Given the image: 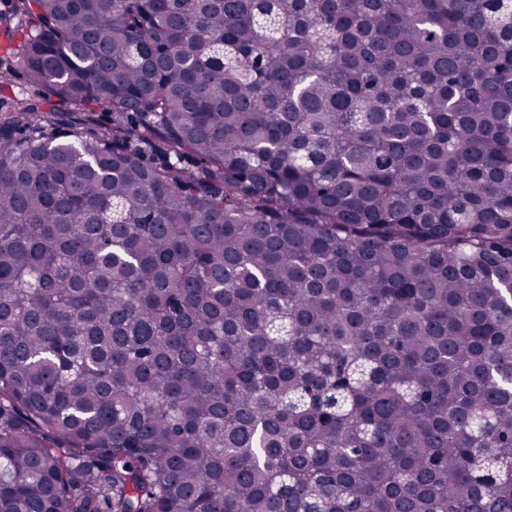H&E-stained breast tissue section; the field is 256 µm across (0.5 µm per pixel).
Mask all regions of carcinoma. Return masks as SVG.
<instances>
[{
  "mask_svg": "<svg viewBox=\"0 0 512 512\" xmlns=\"http://www.w3.org/2000/svg\"><path fill=\"white\" fill-rule=\"evenodd\" d=\"M0 33V512H512V0ZM11 67L13 76L9 84L2 87L0 86V106L8 105L17 98L57 100L55 97L50 96L44 87L31 84L21 65L13 63Z\"/></svg>",
  "mask_w": 512,
  "mask_h": 512,
  "instance_id": "cac0c4a2",
  "label": "carcinoma"
}]
</instances>
